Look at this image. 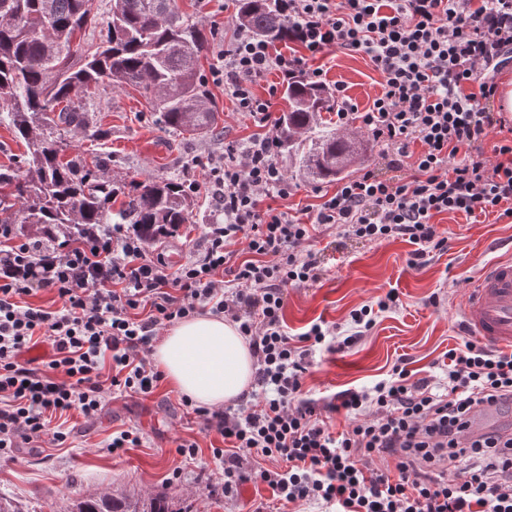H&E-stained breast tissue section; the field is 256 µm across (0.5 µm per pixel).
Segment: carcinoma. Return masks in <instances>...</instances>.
I'll return each instance as SVG.
<instances>
[{
  "mask_svg": "<svg viewBox=\"0 0 512 512\" xmlns=\"http://www.w3.org/2000/svg\"><path fill=\"white\" fill-rule=\"evenodd\" d=\"M237 25L270 42L288 38L280 0H235ZM106 35L84 47L77 35L96 24L91 0H0V124L25 145L22 169L0 172L1 224L48 239H82L108 224H127L155 241L190 223L189 193L169 179L135 181L118 192L105 180L109 159L79 156L64 161V129L89 126L87 104L99 87H133L174 130L210 133L215 110L198 67L208 38L185 16L177 0H112ZM288 109L278 118V149L299 156L318 180L338 178L355 161L353 142L314 134L317 116L332 109L324 87L303 79L283 90ZM75 512H171L162 496L103 494L78 502Z\"/></svg>",
  "mask_w": 512,
  "mask_h": 512,
  "instance_id": "carcinoma-1",
  "label": "carcinoma"
}]
</instances>
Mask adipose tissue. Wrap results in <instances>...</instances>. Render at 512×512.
<instances>
[{"label": "adipose tissue", "mask_w": 512, "mask_h": 512, "mask_svg": "<svg viewBox=\"0 0 512 512\" xmlns=\"http://www.w3.org/2000/svg\"><path fill=\"white\" fill-rule=\"evenodd\" d=\"M152 359L175 391L208 408L238 400L255 371L249 344L236 324L208 313L170 328L155 343Z\"/></svg>", "instance_id": "adipose-tissue-1"}]
</instances>
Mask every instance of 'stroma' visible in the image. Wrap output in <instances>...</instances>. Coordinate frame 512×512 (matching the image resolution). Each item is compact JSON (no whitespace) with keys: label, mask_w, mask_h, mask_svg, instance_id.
Listing matches in <instances>:
<instances>
[{"label":"stroma","mask_w":512,"mask_h":512,"mask_svg":"<svg viewBox=\"0 0 512 512\" xmlns=\"http://www.w3.org/2000/svg\"><path fill=\"white\" fill-rule=\"evenodd\" d=\"M234 4L235 0H178L180 9L210 37L201 59L203 73H210L219 47L234 35ZM311 65L324 70L327 87L343 84L359 109H367L380 90L381 76L364 53L334 49ZM208 90L217 108V133L203 138L165 127L135 89L101 86L90 114L99 136L90 137L80 129L65 133L64 156H110L105 175L118 184L148 177L186 179L193 159L222 152L226 143H242L261 132L252 119L237 114L222 86L212 83ZM279 160L294 185L288 208L319 205L322 195L335 192V182L311 179L296 157L283 152ZM214 218L211 195H195L190 222L149 243L148 249L167 257L166 269L175 273L180 262L200 252L204 226ZM433 222L447 237L448 248L420 267L410 265L414 246L404 239L361 241L343 237L336 227L317 226L308 247L317 257L321 277L287 288L284 322L290 335L320 319L346 325L351 310L391 290L397 292L399 303L382 313L353 346L316 352L304 376L312 397L371 389L400 363L418 379L445 376L449 349L463 347L466 340L459 308L468 282L488 262L512 252V217L451 212L435 216ZM62 429L67 434L64 443L47 435L39 445L22 442L0 456V498L12 501L19 512H70L76 499L111 492L161 494L173 512H253L258 503L271 499L270 489L262 484H244L237 495L224 498L199 483L202 471L212 480L221 478L222 466L211 450L221 446L222 439L187 413L180 394L168 383H160L147 397L113 393L96 420L72 415ZM121 430L136 431L140 444L117 455L107 452L113 432ZM179 438L198 444L195 460L176 454Z\"/></svg>","instance_id":"stroma-1"}]
</instances>
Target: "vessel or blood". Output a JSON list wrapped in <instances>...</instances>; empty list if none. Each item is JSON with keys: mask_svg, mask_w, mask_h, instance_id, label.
<instances>
[{"mask_svg": "<svg viewBox=\"0 0 512 512\" xmlns=\"http://www.w3.org/2000/svg\"><path fill=\"white\" fill-rule=\"evenodd\" d=\"M461 317L469 336L512 347V258L489 262L467 289Z\"/></svg>", "mask_w": 512, "mask_h": 512, "instance_id": "b4317fda", "label": "vessel or blood"}]
</instances>
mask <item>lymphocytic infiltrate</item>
Masks as SVG:
<instances>
[{"label": "lymphocytic infiltrate", "instance_id": "1", "mask_svg": "<svg viewBox=\"0 0 512 512\" xmlns=\"http://www.w3.org/2000/svg\"><path fill=\"white\" fill-rule=\"evenodd\" d=\"M282 8L298 51L273 49L241 28L218 52L213 82L266 132L193 160L200 175L186 190H210L220 218L206 225L203 251L175 274L141 238L117 229L49 249L10 244L11 225H0L8 242L0 248V454L48 433L63 443L67 434L52 421L72 410L96 418L111 391L152 394L163 377L151 360L159 330L206 311L237 323L255 359L251 393L195 410L224 440L212 451L224 467V496L260 482L272 500L255 512L303 502L335 512H512V430H466L473 412L512 404V352L469 341L449 350L437 382L411 381L397 366L373 390L321 404L302 389L315 347L366 335L398 297L390 291L352 310L347 335L322 321L292 337L283 320L285 288L320 277L305 247L316 225L369 242L405 239L421 266L447 248L436 215L512 217V138L494 144L496 163L483 148L504 126L487 103L512 60V0H283ZM334 47L365 53L382 78L364 112L336 85L337 124L360 123L388 165L411 174L396 182L364 170L303 219L272 204L294 187L269 127L279 88L261 96L255 87L272 71L323 84V69L307 61ZM239 240L249 255L242 262L231 248ZM44 290L60 308L27 304ZM39 340L53 349L47 366L20 362ZM340 410L349 424L338 431L330 415ZM469 452L480 464H463Z\"/></svg>", "mask_w": 512, "mask_h": 512}]
</instances>
